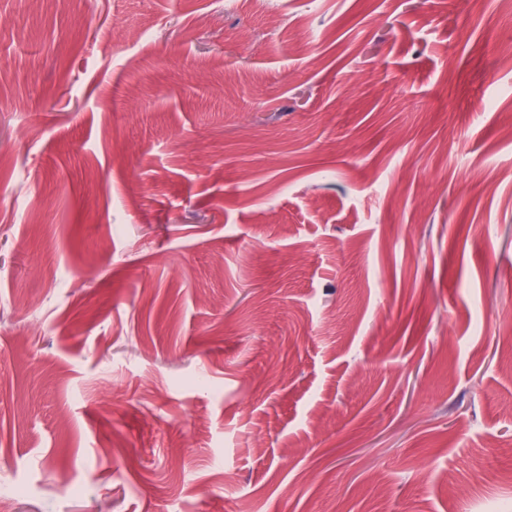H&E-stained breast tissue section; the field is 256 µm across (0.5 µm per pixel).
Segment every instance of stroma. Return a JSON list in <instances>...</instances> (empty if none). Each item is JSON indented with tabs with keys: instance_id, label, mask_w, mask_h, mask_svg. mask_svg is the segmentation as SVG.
Listing matches in <instances>:
<instances>
[{
	"instance_id": "35a3bbf8",
	"label": "stroma",
	"mask_w": 512,
	"mask_h": 512,
	"mask_svg": "<svg viewBox=\"0 0 512 512\" xmlns=\"http://www.w3.org/2000/svg\"><path fill=\"white\" fill-rule=\"evenodd\" d=\"M509 307L500 0H0L10 512H512Z\"/></svg>"
}]
</instances>
